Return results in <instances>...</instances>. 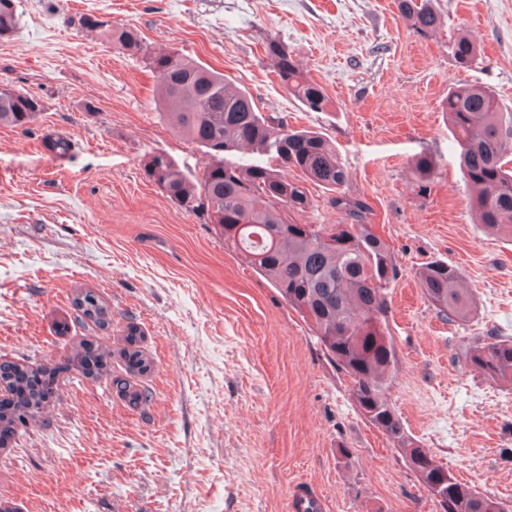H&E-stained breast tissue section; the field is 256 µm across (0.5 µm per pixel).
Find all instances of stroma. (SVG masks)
I'll list each match as a JSON object with an SVG mask.
<instances>
[{"mask_svg":"<svg viewBox=\"0 0 512 512\" xmlns=\"http://www.w3.org/2000/svg\"><path fill=\"white\" fill-rule=\"evenodd\" d=\"M431 5L443 26L419 35L394 0H21L16 33L0 40V81L44 109L0 127V358L66 364L84 338L113 356L106 373H62L41 418L0 443V500L22 512H290L303 484L326 495L325 512H440L359 415L301 315L146 177L158 153L192 174L208 158L160 115L141 58L74 25L84 13L136 27L148 46L223 72L264 115L327 137L346 193L369 204L400 269L388 293L393 404L457 478L512 500V386L464 361L477 337H512V239L475 224L442 110L450 89L475 85L512 112V0ZM456 32L480 51L471 67L448 52ZM272 38L324 87L328 111L280 84L265 57ZM423 153L435 162L425 189ZM307 194L290 222L345 223L330 191ZM433 260L461 272L474 318L427 302L416 272ZM81 289L109 304V331L78 322ZM131 324L153 364L145 375L119 355ZM118 379L147 401L132 405Z\"/></svg>","mask_w":512,"mask_h":512,"instance_id":"stroma-1","label":"stroma"}]
</instances>
